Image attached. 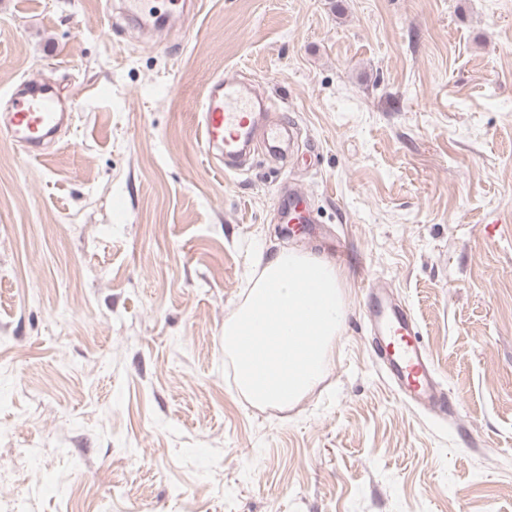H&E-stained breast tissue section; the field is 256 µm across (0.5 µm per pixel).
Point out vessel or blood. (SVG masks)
<instances>
[{"mask_svg":"<svg viewBox=\"0 0 512 512\" xmlns=\"http://www.w3.org/2000/svg\"><path fill=\"white\" fill-rule=\"evenodd\" d=\"M120 13L137 23L154 19L159 30L168 25L167 13L158 10L152 0H121ZM73 107V100L62 97L54 84L23 81L0 109V137L22 147L27 158L40 157L45 145L72 123ZM268 109L267 99L245 81L235 77L215 79L204 96L198 121L205 154L223 160L228 173L238 171V159L257 142L274 156H282L280 141L293 126L287 121L276 127L261 124V114ZM278 207L287 223L311 221L305 193L293 190L281 195ZM367 294L373 352L383 363L400 401L442 414L454 413L453 404L434 376L432 361L420 342L409 308L395 303L376 283H368Z\"/></svg>","mask_w":512,"mask_h":512,"instance_id":"obj_1","label":"vessel or blood"}]
</instances>
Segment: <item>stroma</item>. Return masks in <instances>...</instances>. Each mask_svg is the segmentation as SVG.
<instances>
[{
  "mask_svg": "<svg viewBox=\"0 0 512 512\" xmlns=\"http://www.w3.org/2000/svg\"><path fill=\"white\" fill-rule=\"evenodd\" d=\"M138 41L103 0H0V107L75 99L26 158L0 138V512H512V0H202ZM239 76L295 126L225 175L198 145ZM314 223L286 230L281 184ZM346 273L323 379L251 404L224 323L259 259ZM405 304L450 421L397 400L364 284Z\"/></svg>",
  "mask_w": 512,
  "mask_h": 512,
  "instance_id": "obj_1",
  "label": "stroma"
}]
</instances>
